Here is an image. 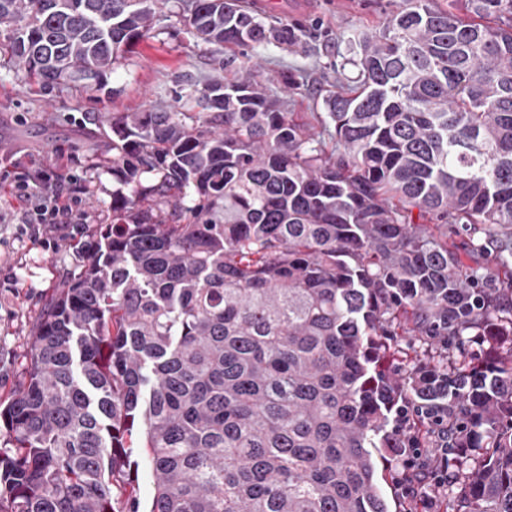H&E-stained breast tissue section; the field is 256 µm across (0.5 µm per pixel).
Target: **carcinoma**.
Listing matches in <instances>:
<instances>
[{
    "label": "carcinoma",
    "mask_w": 512,
    "mask_h": 512,
    "mask_svg": "<svg viewBox=\"0 0 512 512\" xmlns=\"http://www.w3.org/2000/svg\"><path fill=\"white\" fill-rule=\"evenodd\" d=\"M160 4L0 0V52L42 89L100 80ZM183 13L218 48L305 40L242 0ZM337 57L319 134L233 54L237 79L183 82L202 111L112 118L128 192L0 399V512H390L373 450L443 444L444 512H512V301L448 239L512 229V0H401ZM472 334L485 358L448 369ZM134 459L138 461V469L132 486L134 487L135 494L143 503H146L153 495L154 476L149 465L140 454V451L135 455Z\"/></svg>",
    "instance_id": "cac0c4a2"
}]
</instances>
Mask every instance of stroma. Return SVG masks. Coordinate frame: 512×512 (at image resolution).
<instances>
[{"label": "stroma", "instance_id": "35a3bbf8", "mask_svg": "<svg viewBox=\"0 0 512 512\" xmlns=\"http://www.w3.org/2000/svg\"><path fill=\"white\" fill-rule=\"evenodd\" d=\"M292 10L278 0L267 10L271 21L306 29L307 45L295 53L269 44L245 51L268 94L288 112L316 111L318 96L334 88L336 47L356 29L377 23L396 0H302ZM297 84L287 87L284 76ZM197 83L225 79L213 48L187 34L180 0H168L153 37L115 65L102 85L69 81L44 91L21 69L0 66V162L26 169L76 173L91 192L87 226L74 236L57 232L31 240L14 225L0 223V397L23 381V365L43 305L81 270L84 241L92 228L112 221V119L126 112L175 106L183 78Z\"/></svg>", "mask_w": 512, "mask_h": 512}]
</instances>
